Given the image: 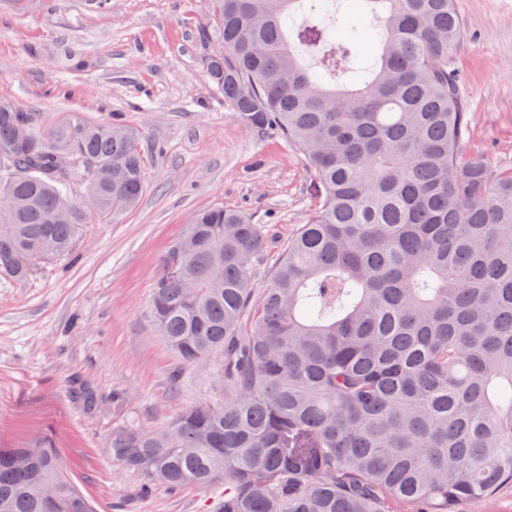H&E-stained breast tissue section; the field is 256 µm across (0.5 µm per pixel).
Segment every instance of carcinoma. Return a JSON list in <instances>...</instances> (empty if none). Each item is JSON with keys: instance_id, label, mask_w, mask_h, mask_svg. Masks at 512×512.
<instances>
[{"instance_id": "cac0c4a2", "label": "carcinoma", "mask_w": 512, "mask_h": 512, "mask_svg": "<svg viewBox=\"0 0 512 512\" xmlns=\"http://www.w3.org/2000/svg\"><path fill=\"white\" fill-rule=\"evenodd\" d=\"M209 2L202 67L240 123L301 151L317 203L264 288L268 225L192 216L151 317L185 365L222 355L224 403L114 430L112 457L147 488L219 489L217 512H458L512 486V169L466 151L455 0H361L341 38L343 0ZM143 188L123 124L0 98L1 276ZM0 512L93 509L55 449L0 448Z\"/></svg>"}]
</instances>
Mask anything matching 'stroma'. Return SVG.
I'll return each mask as SVG.
<instances>
[{
    "instance_id": "35a3bbf8",
    "label": "stroma",
    "mask_w": 512,
    "mask_h": 512,
    "mask_svg": "<svg viewBox=\"0 0 512 512\" xmlns=\"http://www.w3.org/2000/svg\"><path fill=\"white\" fill-rule=\"evenodd\" d=\"M456 7L468 147L512 168V0ZM209 22L206 0H0V96L47 124L123 122L145 160L134 210L85 225L71 254L28 280L0 277V448L57 449L96 512H213L211 490L142 493V474L107 446L113 429L156 430L224 400L221 361L184 365L151 320L161 255L198 210L250 214L277 246L316 204L297 148L244 127L213 88L198 61Z\"/></svg>"
}]
</instances>
